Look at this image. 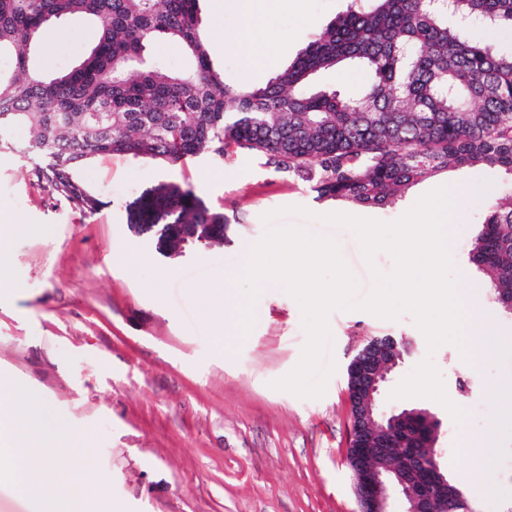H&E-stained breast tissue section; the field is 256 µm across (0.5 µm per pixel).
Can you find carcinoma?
Returning <instances> with one entry per match:
<instances>
[{
  "mask_svg": "<svg viewBox=\"0 0 512 512\" xmlns=\"http://www.w3.org/2000/svg\"><path fill=\"white\" fill-rule=\"evenodd\" d=\"M452 10L512 26V0H455ZM199 0H0V143L27 129L39 148L36 170L52 190L94 213L102 201L74 176L86 161L118 152L177 164L236 151L276 172L314 182L316 199L387 205L400 192L448 167L497 166L512 175V53L492 39L472 40L423 0H350L345 11L263 86L225 83L214 69L198 15ZM74 15L96 24L95 46L65 73L30 68L28 51L44 25ZM164 38L188 69L145 65ZM340 64L368 75L358 94L315 89L312 77ZM155 251L169 258L182 240L224 244L228 220L192 188L173 181L145 190L126 208ZM213 232L202 236V225ZM472 261L494 296H512V195L487 210ZM411 429L399 466L420 482Z\"/></svg>",
  "mask_w": 512,
  "mask_h": 512,
  "instance_id": "carcinoma-1",
  "label": "carcinoma"
}]
</instances>
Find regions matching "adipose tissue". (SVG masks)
Instances as JSON below:
<instances>
[{"mask_svg":"<svg viewBox=\"0 0 512 512\" xmlns=\"http://www.w3.org/2000/svg\"><path fill=\"white\" fill-rule=\"evenodd\" d=\"M242 22L228 41L246 43L256 31L271 29L263 5L265 0H229ZM19 382L14 375L0 371V476L6 477L21 500L45 504L46 512H112L111 507L88 493L89 485L98 483L93 468L94 450L82 433L58 435L45 444L48 426L44 401L34 400L17 406L14 396ZM75 456L86 470L84 483L72 481L58 467V457Z\"/></svg>","mask_w":512,"mask_h":512,"instance_id":"obj_1","label":"adipose tissue"}]
</instances>
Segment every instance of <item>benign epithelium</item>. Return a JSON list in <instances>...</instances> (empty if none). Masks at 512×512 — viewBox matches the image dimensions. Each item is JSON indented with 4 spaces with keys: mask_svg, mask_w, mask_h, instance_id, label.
I'll list each match as a JSON object with an SVG mask.
<instances>
[{
    "mask_svg": "<svg viewBox=\"0 0 512 512\" xmlns=\"http://www.w3.org/2000/svg\"><path fill=\"white\" fill-rule=\"evenodd\" d=\"M402 342L392 336L371 340L352 360L353 380L347 395L352 418L348 464L355 477L358 512H390L389 500L396 495L405 505L404 512H438L435 501L443 505L461 502L465 512H475L458 487L438 468L435 458L426 455L419 461L431 471L428 484H418L402 473L393 461V434L415 415L407 411L383 426L387 414L379 409L378 398L386 381L385 369L402 357Z\"/></svg>",
    "mask_w": 512,
    "mask_h": 512,
    "instance_id": "7a95c632",
    "label": "benign epithelium"
}]
</instances>
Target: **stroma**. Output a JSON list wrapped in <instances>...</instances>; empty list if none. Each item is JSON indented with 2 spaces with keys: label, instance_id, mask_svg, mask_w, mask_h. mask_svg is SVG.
<instances>
[{
  "label": "stroma",
  "instance_id": "35a3bbf8",
  "mask_svg": "<svg viewBox=\"0 0 512 512\" xmlns=\"http://www.w3.org/2000/svg\"><path fill=\"white\" fill-rule=\"evenodd\" d=\"M282 43L264 66L247 68L252 43L229 44L240 23L221 0H201L214 67L227 83L261 86L306 45L310 35L345 8V0H270ZM53 40L38 39L29 64L51 78L77 65L96 39L94 23L74 16L51 23ZM77 177L102 202L88 213L39 178L20 154L0 148V237L8 262L0 270V370L20 382L17 402L50 404L52 433L86 432L102 475L100 496L115 512H357L347 465L352 428L346 368L375 336L410 342L380 396L383 411L424 409L440 422L436 447L442 471L464 490L476 512H512V395L490 401L485 387L512 379V358L466 363L455 345L429 351L411 315L380 319L361 310L329 316L337 369L323 397L301 399L270 383L298 363L306 334L296 300L282 286L263 287L247 336L230 331L228 349L215 345L203 296L224 272L241 267L262 238L263 214L303 206L317 214L342 212L393 221L430 190L455 184L463 212L448 227L453 275L459 289H482V306L512 342V315L486 294V277L468 260L487 206L512 194V177L497 167L448 169L384 207L346 200L315 201L310 182L273 172L262 158L236 153L216 161L191 157L169 165L120 153L91 159ZM160 181L190 186L229 221L220 247H188L175 259L160 256L126 224V207ZM276 226L307 227L335 239L361 293L371 268L390 272L380 252L366 264L353 233L297 215ZM432 358L449 398L466 413L455 423L438 402L392 399L388 393L416 365ZM478 377L470 398L461 375ZM490 449L494 463L486 492L470 487L473 457Z\"/></svg>",
  "mask_w": 512,
  "mask_h": 512
}]
</instances>
